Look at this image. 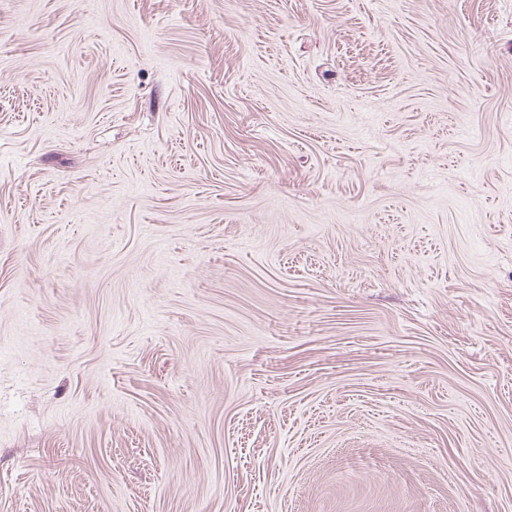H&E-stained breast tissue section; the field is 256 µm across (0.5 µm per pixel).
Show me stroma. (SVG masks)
<instances>
[{
    "instance_id": "1",
    "label": "stroma",
    "mask_w": 512,
    "mask_h": 512,
    "mask_svg": "<svg viewBox=\"0 0 512 512\" xmlns=\"http://www.w3.org/2000/svg\"><path fill=\"white\" fill-rule=\"evenodd\" d=\"M0 512H512V0H0Z\"/></svg>"
}]
</instances>
